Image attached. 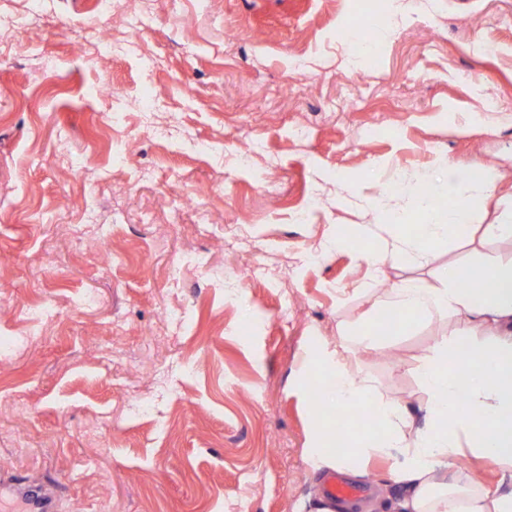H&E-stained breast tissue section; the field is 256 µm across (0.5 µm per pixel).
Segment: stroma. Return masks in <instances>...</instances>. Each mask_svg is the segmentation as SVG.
<instances>
[{
	"label": "stroma",
	"instance_id": "stroma-1",
	"mask_svg": "<svg viewBox=\"0 0 512 512\" xmlns=\"http://www.w3.org/2000/svg\"><path fill=\"white\" fill-rule=\"evenodd\" d=\"M409 2L388 30L366 24L367 0H143L138 31L112 0H0L26 31L0 46V467L54 484L63 512H317L305 361L379 293L356 249L307 254L367 223L375 197L418 223L393 169L483 166L494 190L453 181L475 223L512 208V0ZM75 29L114 45L76 48ZM105 82L155 100L152 121L110 123ZM211 183L196 207L173 194ZM93 214L100 246L71 240ZM489 253L512 245L452 238L381 277ZM43 302L61 315L27 335ZM250 310L264 318L243 336ZM445 329L379 335L354 365L418 407Z\"/></svg>",
	"mask_w": 512,
	"mask_h": 512
}]
</instances>
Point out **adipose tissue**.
Wrapping results in <instances>:
<instances>
[{
	"mask_svg": "<svg viewBox=\"0 0 512 512\" xmlns=\"http://www.w3.org/2000/svg\"><path fill=\"white\" fill-rule=\"evenodd\" d=\"M448 181L415 196L424 218L408 234L397 212L370 203L374 221L360 225L359 239L372 241L360 257L374 272L384 267L426 265L447 238L512 242V222H472V201L454 196L448 207L436 201ZM470 271L449 266L435 281L404 278L385 289L362 325L336 345L317 343L307 369L326 376L330 409L368 411L371 424L337 432L330 421L316 423L308 450L317 468L363 476L365 460L381 457L389 475L407 492L391 512H512V261L486 259L480 286ZM391 311L411 320L456 317L452 333L430 348L418 367L426 400L422 417L407 403L385 395L368 375L352 368L357 355L375 343L377 319ZM497 474L498 483L474 475Z\"/></svg>",
	"mask_w": 512,
	"mask_h": 512,
	"instance_id": "1",
	"label": "adipose tissue"
}]
</instances>
